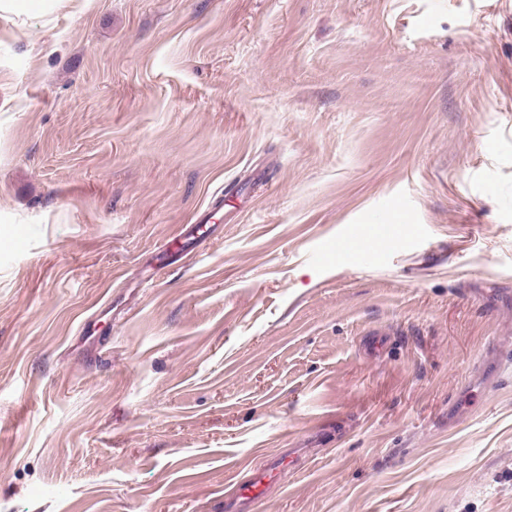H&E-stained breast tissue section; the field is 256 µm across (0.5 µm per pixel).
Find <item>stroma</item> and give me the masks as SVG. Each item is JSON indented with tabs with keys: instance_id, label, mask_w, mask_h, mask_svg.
Segmentation results:
<instances>
[{
	"instance_id": "1",
	"label": "stroma",
	"mask_w": 512,
	"mask_h": 512,
	"mask_svg": "<svg viewBox=\"0 0 512 512\" xmlns=\"http://www.w3.org/2000/svg\"><path fill=\"white\" fill-rule=\"evenodd\" d=\"M292 448L249 512H512V0L0 17V512Z\"/></svg>"
}]
</instances>
